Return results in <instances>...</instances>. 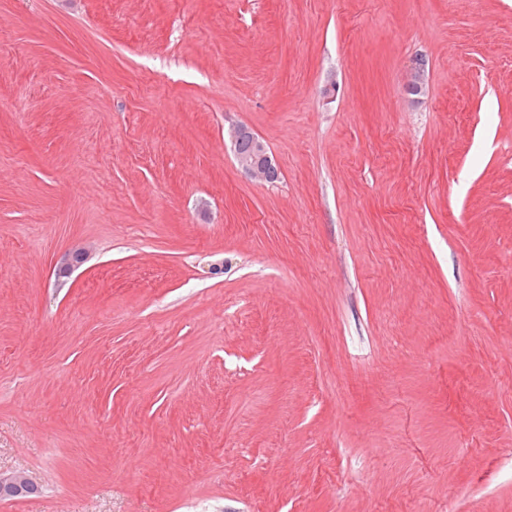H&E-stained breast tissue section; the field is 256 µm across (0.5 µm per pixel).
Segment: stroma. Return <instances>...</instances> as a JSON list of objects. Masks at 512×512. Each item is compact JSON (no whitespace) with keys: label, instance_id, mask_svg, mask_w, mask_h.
Masks as SVG:
<instances>
[{"label":"stroma","instance_id":"stroma-1","mask_svg":"<svg viewBox=\"0 0 512 512\" xmlns=\"http://www.w3.org/2000/svg\"><path fill=\"white\" fill-rule=\"evenodd\" d=\"M0 471L512 512V0H0ZM244 133H249L254 141V149L248 156H238L237 162L240 168L255 178H263L268 181L271 178V172L273 168L276 170V166H273L272 159L266 153L265 145L260 141L250 130L244 126H239L233 131L234 143Z\"/></svg>","mask_w":512,"mask_h":512}]
</instances>
